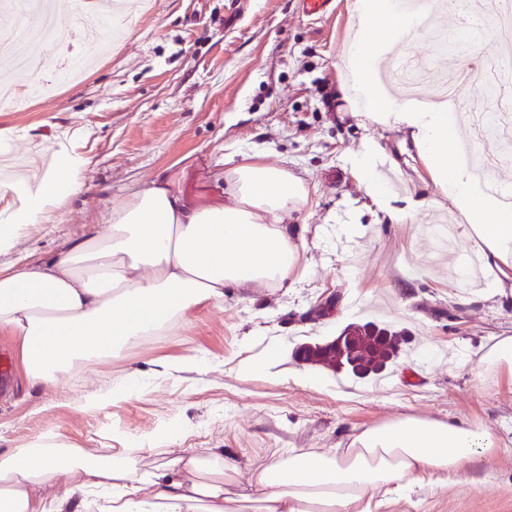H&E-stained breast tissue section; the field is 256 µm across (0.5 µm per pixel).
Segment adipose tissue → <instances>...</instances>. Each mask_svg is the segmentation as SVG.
<instances>
[{
  "mask_svg": "<svg viewBox=\"0 0 512 512\" xmlns=\"http://www.w3.org/2000/svg\"><path fill=\"white\" fill-rule=\"evenodd\" d=\"M355 11L357 30L342 58L351 81L343 92H356L368 123L394 128L413 143L441 188L430 206L472 222L487 264L499 268L498 286H512V268L503 264L512 207L484 195L457 162L456 114L379 89L377 60L415 38L420 17L398 15L393 0H356ZM377 28L385 30L386 42L373 41ZM382 159L381 147L369 139L353 167L370 203L391 223H406L410 208L395 206L378 176ZM79 167L70 154L58 155L37 191L0 226L1 248L11 246L15 227L41 223L49 209H63L82 191ZM231 175L223 204L189 208L169 185L155 182L113 210L109 233H90L48 261L0 272V326L14 333L32 385L60 386L76 361L112 359L130 342L223 305L227 289L296 286L293 270L309 243L305 225L287 218L306 197L303 181L257 153L242 155ZM353 443L349 461L300 448L278 455L234 498L224 494L230 464L214 448L202 459L174 458L173 474L160 480L135 479L111 463L92 466L50 499L43 486L59 476L62 451L39 442L0 455V503L7 512H87L86 488L106 485L112 489L107 512H373L380 492L407 495L423 482H458L500 450L484 426L412 417L366 428Z\"/></svg>",
  "mask_w": 512,
  "mask_h": 512,
  "instance_id": "adipose-tissue-1",
  "label": "adipose tissue"
}]
</instances>
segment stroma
Returning a JSON list of instances; mask_svg holds the SVG:
<instances>
[{
  "label": "stroma",
  "instance_id": "stroma-1",
  "mask_svg": "<svg viewBox=\"0 0 512 512\" xmlns=\"http://www.w3.org/2000/svg\"><path fill=\"white\" fill-rule=\"evenodd\" d=\"M336 2L335 13L313 20L298 0H144L82 78L67 81L62 58L85 48L71 0H61L63 29L41 75L57 89L0 102V157L25 165L36 183L69 152L81 162L83 191L43 223L18 226L12 247L0 250L1 269L50 259L89 229L107 233L112 208L158 179L188 206L223 203L234 158L254 151L305 182L308 197L291 221L308 226L315 246L297 287L236 289L223 306L131 343L118 358L72 368L62 386H33L17 366L13 396L0 398V453L53 441L78 451L62 466L117 458L151 476L175 456L220 448L238 467L224 474L232 494L275 453L345 448L363 429L409 415L463 419L499 438L488 463L495 479L478 494L467 479L426 486L380 512H512V373L482 360L512 336V293L494 288L489 270L476 287L452 279L451 260L417 230L428 209L393 224L370 207L351 163L370 138L397 159L402 187L427 199L440 189L401 132L365 123L339 96V58L355 20L354 0ZM400 50L424 62L415 86L430 100L441 98L450 61L476 52L496 66L502 54L492 28L477 50L459 46L451 59L421 36ZM349 222L358 227L351 238L339 232ZM332 295L334 310L311 317ZM353 297L357 315L345 309ZM369 320L404 334L405 353L382 378L296 358L301 344ZM271 343L282 355L269 374L238 370ZM163 361L172 365L165 373ZM117 384L132 396L80 409L84 397Z\"/></svg>",
  "mask_w": 512,
  "mask_h": 512
}]
</instances>
